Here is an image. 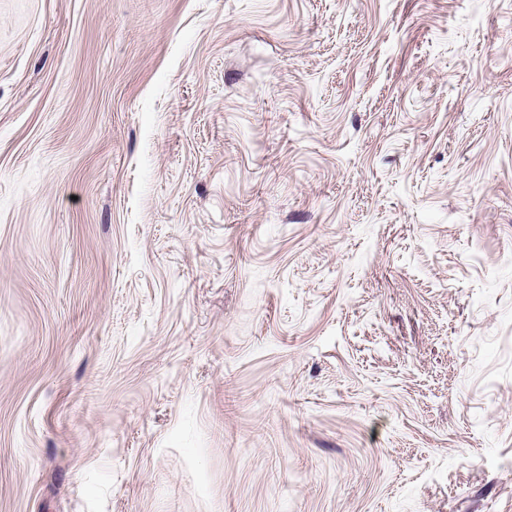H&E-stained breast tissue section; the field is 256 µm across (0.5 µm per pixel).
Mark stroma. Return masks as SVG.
I'll list each match as a JSON object with an SVG mask.
<instances>
[{
	"instance_id": "stroma-1",
	"label": "stroma",
	"mask_w": 512,
	"mask_h": 512,
	"mask_svg": "<svg viewBox=\"0 0 512 512\" xmlns=\"http://www.w3.org/2000/svg\"><path fill=\"white\" fill-rule=\"evenodd\" d=\"M0 512H512V0H0Z\"/></svg>"
}]
</instances>
